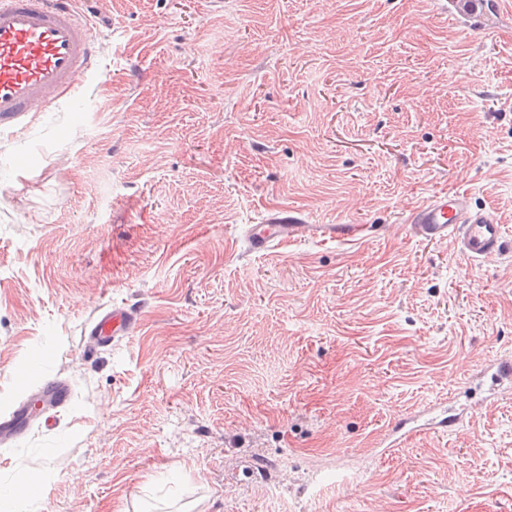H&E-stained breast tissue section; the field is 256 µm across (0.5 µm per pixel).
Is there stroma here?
I'll list each match as a JSON object with an SVG mask.
<instances>
[{
	"instance_id": "stroma-1",
	"label": "stroma",
	"mask_w": 512,
	"mask_h": 512,
	"mask_svg": "<svg viewBox=\"0 0 512 512\" xmlns=\"http://www.w3.org/2000/svg\"><path fill=\"white\" fill-rule=\"evenodd\" d=\"M77 8L101 74L0 133V415L49 376L72 398L0 445V488L25 512H512V395L383 445L512 355V252L469 262L405 222L459 189L512 237V7ZM280 207L367 232L251 254ZM121 303L137 331L93 347Z\"/></svg>"
}]
</instances>
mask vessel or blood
<instances>
[{
  "instance_id": "b4317fda",
  "label": "vessel or blood",
  "mask_w": 512,
  "mask_h": 512,
  "mask_svg": "<svg viewBox=\"0 0 512 512\" xmlns=\"http://www.w3.org/2000/svg\"><path fill=\"white\" fill-rule=\"evenodd\" d=\"M76 0H0V130L26 127L30 113L42 112L56 100L97 74L100 59L90 20ZM413 234L426 242L454 239L466 260L500 256L507 247L502 224L489 209L473 208L467 192L445 189L413 206L407 217ZM360 224H306L295 211L280 209L258 224L248 225L251 252L288 246L312 237L332 241L361 238ZM138 313L112 306L89 326L95 346L107 347L131 335ZM71 398L68 384L56 377L42 381L33 401L19 403L0 416V444L25 435L37 419L52 422Z\"/></svg>"
}]
</instances>
